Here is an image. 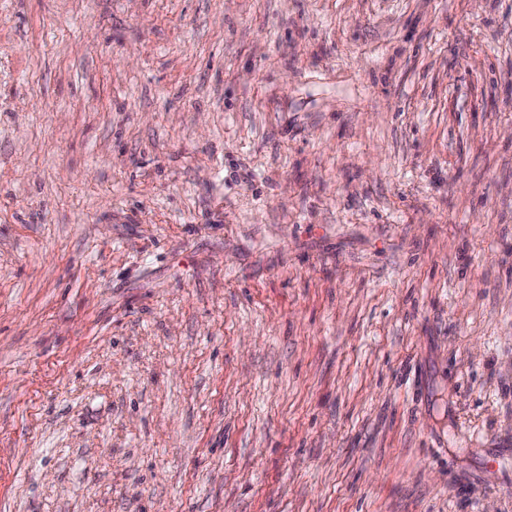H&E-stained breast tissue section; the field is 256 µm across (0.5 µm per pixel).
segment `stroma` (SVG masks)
I'll list each match as a JSON object with an SVG mask.
<instances>
[{
  "label": "stroma",
  "instance_id": "obj_1",
  "mask_svg": "<svg viewBox=\"0 0 512 512\" xmlns=\"http://www.w3.org/2000/svg\"><path fill=\"white\" fill-rule=\"evenodd\" d=\"M0 512H512V0H0Z\"/></svg>",
  "mask_w": 512,
  "mask_h": 512
}]
</instances>
